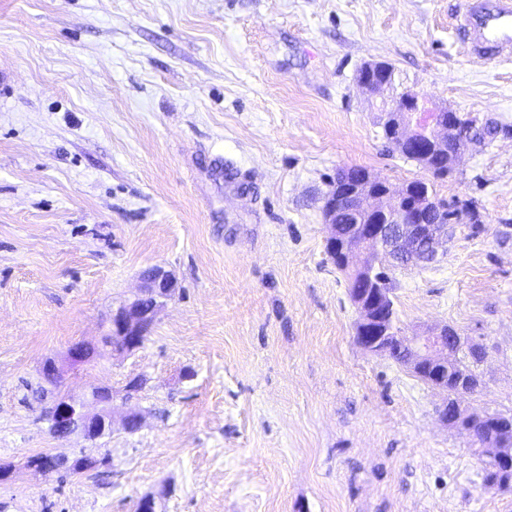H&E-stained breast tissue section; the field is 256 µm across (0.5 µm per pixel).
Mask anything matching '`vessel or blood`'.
Instances as JSON below:
<instances>
[{
  "mask_svg": "<svg viewBox=\"0 0 512 512\" xmlns=\"http://www.w3.org/2000/svg\"><path fill=\"white\" fill-rule=\"evenodd\" d=\"M454 27L476 59L512 55V0H465Z\"/></svg>",
  "mask_w": 512,
  "mask_h": 512,
  "instance_id": "b4317fda",
  "label": "vessel or blood"
}]
</instances>
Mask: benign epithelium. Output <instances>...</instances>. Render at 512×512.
<instances>
[{"mask_svg":"<svg viewBox=\"0 0 512 512\" xmlns=\"http://www.w3.org/2000/svg\"><path fill=\"white\" fill-rule=\"evenodd\" d=\"M380 67L368 62L360 67L359 85L373 95H380L389 83H376L372 74ZM454 110L428 102L414 93L401 95L391 105H383L379 125L396 130L387 144L401 156L413 157L427 171L439 167L451 170L452 161L465 153L470 143L466 132L453 119ZM354 199L350 212L364 214L371 223L353 224L352 234L342 232L337 218L341 198L334 193L324 196L322 213L330 232L325 249L336 268L350 273L349 296L358 312L356 342L365 351L383 356L387 343L401 339L408 347L403 365L414 375L439 391L443 398L439 418L447 427L470 429L471 413L461 407L462 397L476 391L477 384L462 376L456 393L448 395V361L458 358L461 349L474 346L462 336L448 335V327L428 328L410 335L400 333L389 303L392 290L387 288L390 276L400 270L421 269L435 262L446 252L448 225L457 219L462 202H448L431 192L424 180L399 189L368 172L359 182L346 189ZM139 292L112 313V350L131 353L137 350L154 324L157 314L177 290V280L158 266L139 275ZM112 400L108 390L93 388L79 399H60L50 411V430L58 436L78 432L89 440L112 431ZM100 410L91 412L90 406ZM481 454L502 466L512 468V447L500 448L495 440H485Z\"/></svg>","mask_w":512,"mask_h":512,"instance_id":"1","label":"benign epithelium"}]
</instances>
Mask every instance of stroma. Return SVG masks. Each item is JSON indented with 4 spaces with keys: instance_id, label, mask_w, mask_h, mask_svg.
I'll return each mask as SVG.
<instances>
[{
    "instance_id": "35a3bbf8",
    "label": "stroma",
    "mask_w": 512,
    "mask_h": 512,
    "mask_svg": "<svg viewBox=\"0 0 512 512\" xmlns=\"http://www.w3.org/2000/svg\"><path fill=\"white\" fill-rule=\"evenodd\" d=\"M459 0H0V512H512L484 489L438 391L354 340L325 252L338 169L428 179L386 151L361 65L502 126L438 197L468 200L447 252L397 273L405 332L484 346L464 405L512 414V58L472 59ZM159 265L178 289L141 348L105 345ZM94 353L68 359L77 344ZM57 385L43 401V365ZM147 385L125 396L130 377ZM112 390L98 440L53 435L57 397ZM143 416L126 433L122 417ZM94 459L43 474L37 455Z\"/></svg>"
}]
</instances>
